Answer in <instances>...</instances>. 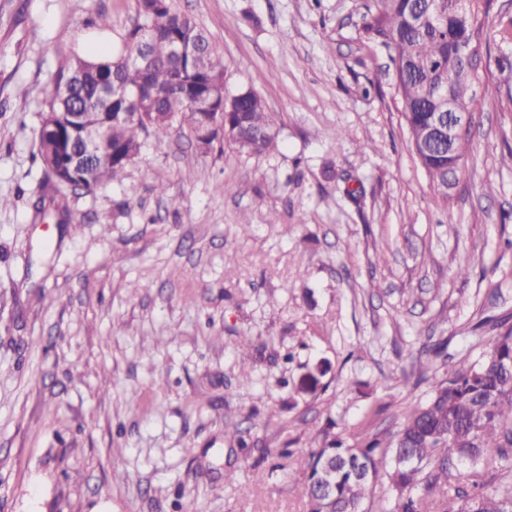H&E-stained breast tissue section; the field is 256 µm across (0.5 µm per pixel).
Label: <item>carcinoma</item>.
Listing matches in <instances>:
<instances>
[{
	"mask_svg": "<svg viewBox=\"0 0 512 512\" xmlns=\"http://www.w3.org/2000/svg\"><path fill=\"white\" fill-rule=\"evenodd\" d=\"M473 12H456L455 0H372L365 31L391 53L397 93L411 151L434 111L433 97L446 89L472 113L496 107L485 94L471 98L463 89L469 66L461 45L480 38L491 0H474ZM138 24L129 30L118 55H75L52 74L46 109L40 114L36 158L47 181L73 182L71 153L82 140L94 142L84 191L120 179L140 154L142 135L166 136L175 130L210 148L219 139L246 153L275 148L276 123L259 95L224 94L211 108L201 100L221 78L215 49L205 30L169 0H136ZM152 33L145 73L128 69L141 54L143 28ZM196 39L210 63L202 67L170 54L172 40ZM124 86L112 100V81ZM223 116L224 137L203 140L204 129ZM437 203L448 201V181L458 179L464 163L445 168L447 157L416 155ZM480 359H460L446 376L433 380L429 397L403 413L385 442L364 440L350 447L327 420L321 442L297 456L307 512H364V502L381 487L391 512H512V326L500 321Z\"/></svg>",
	"mask_w": 512,
	"mask_h": 512,
	"instance_id": "carcinoma-1",
	"label": "carcinoma"
}]
</instances>
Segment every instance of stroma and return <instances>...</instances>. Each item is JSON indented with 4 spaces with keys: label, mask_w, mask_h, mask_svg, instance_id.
Returning a JSON list of instances; mask_svg holds the SVG:
<instances>
[{
    "label": "stroma",
    "mask_w": 512,
    "mask_h": 512,
    "mask_svg": "<svg viewBox=\"0 0 512 512\" xmlns=\"http://www.w3.org/2000/svg\"><path fill=\"white\" fill-rule=\"evenodd\" d=\"M369 2L171 0L278 147L150 134L88 194L35 158L45 89L62 58L119 52L136 2L0 0V512H305L278 449L330 418L351 445L389 436L429 392L426 341L474 360L512 319V0L487 20L499 106L445 207Z\"/></svg>",
    "instance_id": "obj_1"
}]
</instances>
